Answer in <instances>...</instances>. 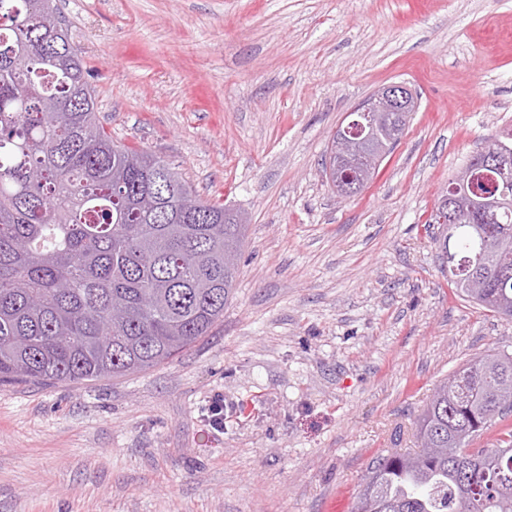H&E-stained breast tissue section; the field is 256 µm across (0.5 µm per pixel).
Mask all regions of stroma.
<instances>
[{"label":"stroma","mask_w":512,"mask_h":512,"mask_svg":"<svg viewBox=\"0 0 512 512\" xmlns=\"http://www.w3.org/2000/svg\"><path fill=\"white\" fill-rule=\"evenodd\" d=\"M115 143L250 218L208 336L118 379L0 385V512H352L434 388L512 353L428 219L512 129V0H59ZM418 98L363 190L321 168L382 86ZM224 398V431L206 419Z\"/></svg>","instance_id":"stroma-1"}]
</instances>
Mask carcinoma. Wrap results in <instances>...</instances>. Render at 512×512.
<instances>
[{"instance_id":"1","label":"carcinoma","mask_w":512,"mask_h":512,"mask_svg":"<svg viewBox=\"0 0 512 512\" xmlns=\"http://www.w3.org/2000/svg\"><path fill=\"white\" fill-rule=\"evenodd\" d=\"M410 117L378 131L386 157ZM479 155L512 160V130ZM485 224H438L448 275L512 320V179ZM247 231L181 173L117 145L57 0H0V383L123 377L165 362L224 317ZM441 384L416 420L415 452L372 462L354 512H512V353L490 350Z\"/></svg>"}]
</instances>
